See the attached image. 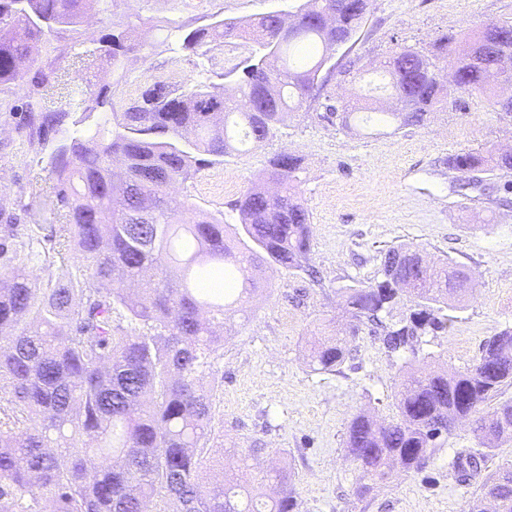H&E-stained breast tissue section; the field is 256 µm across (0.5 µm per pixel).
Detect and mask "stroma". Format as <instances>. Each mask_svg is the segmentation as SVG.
<instances>
[{
    "instance_id": "1",
    "label": "stroma",
    "mask_w": 512,
    "mask_h": 512,
    "mask_svg": "<svg viewBox=\"0 0 512 512\" xmlns=\"http://www.w3.org/2000/svg\"><path fill=\"white\" fill-rule=\"evenodd\" d=\"M302 2L93 0L79 33L41 43L38 65L74 84L90 79L119 108L147 79L182 87L203 70L240 62L252 46L248 39H225L198 57L178 49L179 31L207 25L216 15L246 23L275 11L289 21ZM503 21L512 22V0H374L361 29L337 50L318 97L286 118L276 138L225 156L172 189L189 206L185 221L202 211L234 225L233 203L267 171L275 153L289 149L304 159L300 190L310 213L317 276L262 269L261 292L235 315L232 335L201 380L204 387L223 389L211 455L250 449L247 463L259 478L288 468L298 512H466L480 476L512 464V443L486 451L459 424L439 439L422 469L398 473L356 500L355 473L344 451L347 427L363 409L386 420L395 415L407 357L388 353L364 332L340 371L314 370L307 359L312 334L331 332L340 321L342 289L372 282L385 251L400 244L424 249L432 261L453 259L474 276L473 296L454 309L450 331L421 337L419 357L466 369L485 338L512 325V193L503 192V180L493 172L483 174L481 187L459 192L456 174L443 164L463 149L512 147V118L498 115L491 98L479 94L449 97L427 125L397 132L378 125L349 130L324 118L327 106L342 107L357 95L378 112L397 108V100L372 81L370 65L405 46L426 49L443 34ZM123 31L129 51L120 65L103 64L97 49L108 34ZM79 52L84 59L78 65ZM32 104L56 108L65 99L43 96L29 79L19 89L0 87V206L10 210L17 199L48 196L54 183L46 154L27 142L24 115ZM463 451L481 459L480 476L464 483L452 466Z\"/></svg>"
}]
</instances>
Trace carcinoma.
Here are the masks:
<instances>
[{"label":"carcinoma","instance_id":"carcinoma-1","mask_svg":"<svg viewBox=\"0 0 512 512\" xmlns=\"http://www.w3.org/2000/svg\"><path fill=\"white\" fill-rule=\"evenodd\" d=\"M89 0H0L10 22L0 26V85L22 84L39 44L76 30ZM371 0H306L297 28L280 35V14L250 23L221 19L178 36L181 50L204 55L218 38L245 37L252 55L225 76L227 98L204 79L175 94L155 82L120 113L90 84L65 109L27 112L29 139L49 145L56 224L19 225L0 206V512H296L292 473L279 471L278 490L233 475L208 487L209 442L219 387L200 377L224 346V316L257 290L248 270L262 265L313 277L310 214L299 192L302 158L282 150L269 160L271 192L247 190L234 204L239 224L199 215L182 221L186 203L168 195L195 179L202 155L220 158L238 146L273 138L285 113L318 90L320 74L341 43L361 28ZM126 35L109 39L117 64ZM456 54L453 84L434 78ZM512 65V24L489 23L460 36L444 34L429 52L407 46L372 74L403 103L375 121L399 131L423 126L452 93H488ZM364 106L355 100L325 118L352 127ZM121 158L115 167L112 159ZM448 171L482 183L497 171L512 191V151L468 149L448 155ZM181 273L182 284L170 273ZM47 274L37 288L31 278ZM146 280L138 297L127 284ZM459 265H429L423 250L400 244L382 257L378 276L341 292L348 319L316 336L310 365L334 371L350 358L347 337L363 331L390 353L416 355L419 338L451 327L447 314L468 295ZM409 296L408 316L393 310ZM512 326L486 338L463 371H422L405 362L395 394L397 414L379 422L359 413L346 432L357 472L353 495L363 500L397 469L415 471L435 453L451 425H471L492 449L512 441ZM512 512V466L489 475L467 512Z\"/></svg>","mask_w":512,"mask_h":512}]
</instances>
